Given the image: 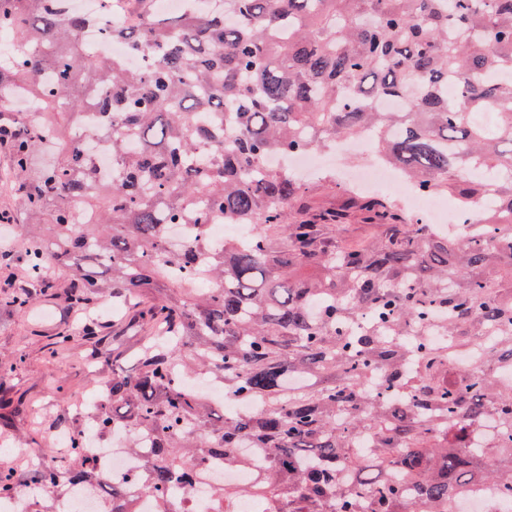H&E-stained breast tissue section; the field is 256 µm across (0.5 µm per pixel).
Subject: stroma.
I'll return each instance as SVG.
<instances>
[{
    "instance_id": "obj_1",
    "label": "stroma",
    "mask_w": 512,
    "mask_h": 512,
    "mask_svg": "<svg viewBox=\"0 0 512 512\" xmlns=\"http://www.w3.org/2000/svg\"><path fill=\"white\" fill-rule=\"evenodd\" d=\"M19 184L15 179L10 149L0 147V212L8 214L15 237L16 253H23L31 230L18 205ZM10 272L0 267V358L14 368L0 383V400L10 406L0 412V436H6L9 451L0 460L15 464L17 480H24L26 466L55 463L50 449L55 438L84 427L86 420L76 409L86 394L102 387L112 376V347L95 345L82 334L84 315L104 323L106 336L119 342L123 362L137 370V353L143 333L130 325L127 312H114L112 293L102 290L87 310L69 305L65 299L68 278L54 273L53 288L25 313L14 312L3 303L10 287H26L27 275L9 282ZM68 332V343L56 344L59 332Z\"/></svg>"
}]
</instances>
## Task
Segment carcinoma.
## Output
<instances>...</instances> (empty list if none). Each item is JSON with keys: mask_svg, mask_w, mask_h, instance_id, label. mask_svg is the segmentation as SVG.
<instances>
[{"mask_svg": "<svg viewBox=\"0 0 512 512\" xmlns=\"http://www.w3.org/2000/svg\"><path fill=\"white\" fill-rule=\"evenodd\" d=\"M102 2L105 34L148 67L87 64L78 41L96 18L71 0H0V33L13 38L0 89L43 102L11 152L22 206L43 230L22 259L0 255L30 277L5 305L25 312L56 270L69 273L76 304L95 295L99 271L112 302L150 303L138 311L150 329L140 368L112 365L110 406L86 433L126 432L155 512H169L168 490L189 466L251 465L241 448L261 469L218 487L216 512L248 497L265 512H453L473 460L512 456V376L498 377L512 368V0H188L173 15ZM95 94L112 131L77 138ZM367 129L418 191L473 213L466 238L353 193L336 211L290 213L300 185L262 168L266 156ZM51 142L58 161L32 171ZM76 198L94 222L74 214ZM353 213L382 234L338 248ZM170 224L196 228L174 252ZM211 224H248L253 236L213 252ZM306 265L319 275H290ZM462 349L487 354L486 375L453 366ZM189 372L217 376L222 401L182 385ZM227 404L245 412L228 415ZM491 414L499 436L483 443ZM75 479L84 492L109 479L81 438L23 485ZM484 480L512 492L497 464ZM23 485L0 468V493ZM105 512H134L124 486H108Z\"/></svg>", "mask_w": 512, "mask_h": 512, "instance_id": "cac0c4a2", "label": "carcinoma"}]
</instances>
